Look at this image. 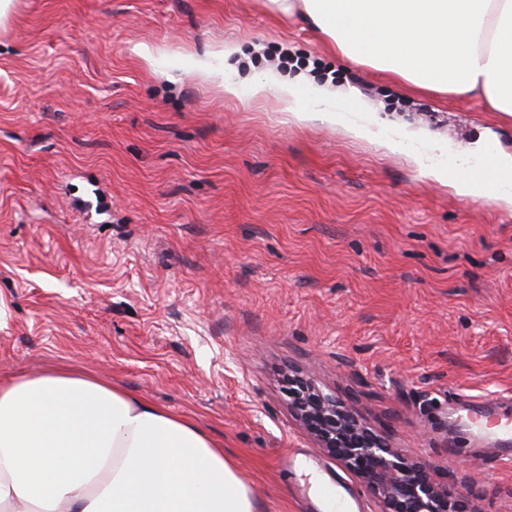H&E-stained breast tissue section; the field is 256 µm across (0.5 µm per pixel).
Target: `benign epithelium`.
<instances>
[{
  "label": "benign epithelium",
  "instance_id": "7a95c632",
  "mask_svg": "<svg viewBox=\"0 0 512 512\" xmlns=\"http://www.w3.org/2000/svg\"><path fill=\"white\" fill-rule=\"evenodd\" d=\"M286 396L319 446L378 496L382 512H475L469 496L433 480L426 460L406 458L313 379L287 377Z\"/></svg>",
  "mask_w": 512,
  "mask_h": 512
}]
</instances>
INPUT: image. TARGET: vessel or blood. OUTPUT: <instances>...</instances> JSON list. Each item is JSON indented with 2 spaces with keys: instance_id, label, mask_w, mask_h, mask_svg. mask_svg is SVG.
<instances>
[{
  "instance_id": "1",
  "label": "vessel or blood",
  "mask_w": 512,
  "mask_h": 512,
  "mask_svg": "<svg viewBox=\"0 0 512 512\" xmlns=\"http://www.w3.org/2000/svg\"><path fill=\"white\" fill-rule=\"evenodd\" d=\"M502 153L496 141H487L480 158L471 164L452 163L448 166V181L461 187L464 191L480 189L494 194L512 190V168L501 164ZM495 400L483 401L481 412L466 409L464 422L478 436L495 432L503 436H512V420L501 419L497 424H490L489 417L495 407Z\"/></svg>"
}]
</instances>
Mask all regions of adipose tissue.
I'll use <instances>...</instances> for the list:
<instances>
[{"mask_svg": "<svg viewBox=\"0 0 512 512\" xmlns=\"http://www.w3.org/2000/svg\"><path fill=\"white\" fill-rule=\"evenodd\" d=\"M404 88L478 100L512 121V0H262ZM251 95L292 109L347 87L277 70ZM0 512H257L253 486L192 420L67 371L0 382Z\"/></svg>", "mask_w": 512, "mask_h": 512, "instance_id": "obj_1", "label": "adipose tissue"}]
</instances>
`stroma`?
Masks as SVG:
<instances>
[{
    "label": "stroma",
    "instance_id": "stroma-1",
    "mask_svg": "<svg viewBox=\"0 0 512 512\" xmlns=\"http://www.w3.org/2000/svg\"><path fill=\"white\" fill-rule=\"evenodd\" d=\"M246 70L351 87L327 124L224 95ZM370 105L361 118L362 105ZM512 156V123L409 92L259 0H13L0 24V379L86 372L218 441L257 512H319L310 474L379 512L286 404L295 370L479 512H512V462L451 405L512 417V191L435 172Z\"/></svg>",
    "mask_w": 512,
    "mask_h": 512
}]
</instances>
